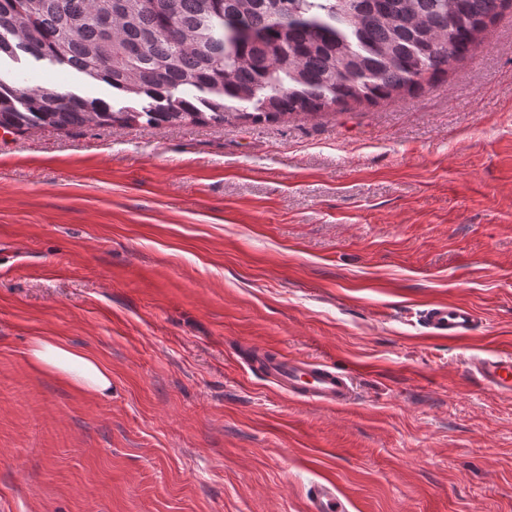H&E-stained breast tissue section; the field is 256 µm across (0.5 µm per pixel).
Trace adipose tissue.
<instances>
[{
  "label": "adipose tissue",
  "instance_id": "1",
  "mask_svg": "<svg viewBox=\"0 0 512 512\" xmlns=\"http://www.w3.org/2000/svg\"><path fill=\"white\" fill-rule=\"evenodd\" d=\"M30 361L66 379L77 389L100 396L112 391V374L96 359L48 337H35L28 349Z\"/></svg>",
  "mask_w": 512,
  "mask_h": 512
}]
</instances>
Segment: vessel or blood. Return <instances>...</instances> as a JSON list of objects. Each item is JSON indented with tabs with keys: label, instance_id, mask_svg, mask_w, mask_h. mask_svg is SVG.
<instances>
[{
	"label": "vessel or blood",
	"instance_id": "obj_1",
	"mask_svg": "<svg viewBox=\"0 0 512 512\" xmlns=\"http://www.w3.org/2000/svg\"><path fill=\"white\" fill-rule=\"evenodd\" d=\"M424 324L429 334L464 337L471 335L477 313L459 304L433 305L425 310ZM481 383L492 391L512 395V355L498 352L476 357L472 363ZM263 371L285 393L331 407L348 404L353 399L350 376L324 364L294 360L285 356L265 359ZM350 501L334 481L314 484L308 499V512H350Z\"/></svg>",
	"mask_w": 512,
	"mask_h": 512
}]
</instances>
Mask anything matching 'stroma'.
I'll use <instances>...</instances> for the list:
<instances>
[{
	"label": "stroma",
	"mask_w": 512,
	"mask_h": 512,
	"mask_svg": "<svg viewBox=\"0 0 512 512\" xmlns=\"http://www.w3.org/2000/svg\"><path fill=\"white\" fill-rule=\"evenodd\" d=\"M113 97L46 61L0 62ZM435 304L480 320L422 323ZM51 336L112 393L36 369ZM512 8L417 95L251 124L0 130V512H512ZM350 372L344 407L261 369ZM423 319L429 334L464 337L472 334L477 313L472 308L459 304L433 305L425 310ZM472 367L485 387L501 395H512V355L510 353L498 352L476 357ZM350 501L329 479L316 482L308 499L309 512H350Z\"/></svg>",
	"instance_id": "35a3bbf8"
}]
</instances>
